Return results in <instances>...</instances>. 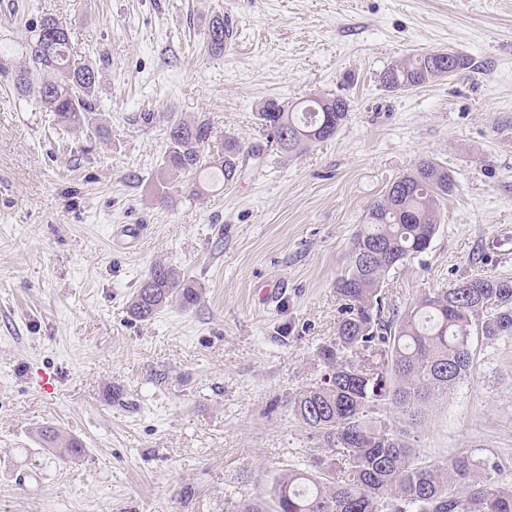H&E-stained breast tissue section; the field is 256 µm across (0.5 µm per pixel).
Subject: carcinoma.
Segmentation results:
<instances>
[{"instance_id":"cac0c4a2","label":"carcinoma","mask_w":512,"mask_h":512,"mask_svg":"<svg viewBox=\"0 0 512 512\" xmlns=\"http://www.w3.org/2000/svg\"><path fill=\"white\" fill-rule=\"evenodd\" d=\"M29 33L24 49L31 66L12 71L0 59V74L14 72L17 93L36 95L59 125L92 128L99 68L74 58L68 32L54 17H41ZM208 38L213 52H224L230 38L224 16L212 18ZM469 68L462 53L434 51L406 56L384 74L389 90L398 91ZM347 112L343 99L315 94L290 105L267 99L256 118L270 145L300 154L333 137ZM213 134L207 118L168 121L159 186L172 184L170 174L182 175L186 183L177 190L193 196L200 194L201 175L225 185L234 181L252 149L228 137L212 154ZM393 184L367 209L352 238L349 268L336 280L345 316L336 338L317 351L324 374L289 400L294 417L339 457L316 456L303 468L282 470L265 496L243 498L232 512H512V488L498 484V465L471 454L439 464L420 457L412 443L413 429L422 426L434 401L470 373L473 336H512V280L472 273L384 317L386 276L428 249L439 221L437 203L455 188L448 170L431 159ZM197 301L183 273L158 260L126 313L146 322L174 302ZM391 408L400 415L396 424L387 415ZM40 436L63 458L84 452L80 440L55 427H43Z\"/></svg>"}]
</instances>
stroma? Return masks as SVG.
Segmentation results:
<instances>
[{
	"mask_svg": "<svg viewBox=\"0 0 512 512\" xmlns=\"http://www.w3.org/2000/svg\"><path fill=\"white\" fill-rule=\"evenodd\" d=\"M45 14L100 69L101 131L55 126L0 75V512H231L307 462L318 441L287 401L320 378L369 204L420 159L455 190L430 247L386 277L384 309L478 271L512 278V0H0V53L25 64L27 25ZM218 14L236 33L214 56ZM448 49L472 69L381 84L401 58ZM313 93L346 100L336 134L299 155L268 147L258 103ZM197 115L214 146L229 136L254 154L232 185L161 196L166 122ZM120 224L147 233L126 248ZM158 259L199 301L130 320ZM472 349L414 446L496 462L510 487L512 336ZM45 426L83 455L59 460Z\"/></svg>",
	"mask_w": 512,
	"mask_h": 512,
	"instance_id": "obj_1",
	"label": "stroma"
}]
</instances>
